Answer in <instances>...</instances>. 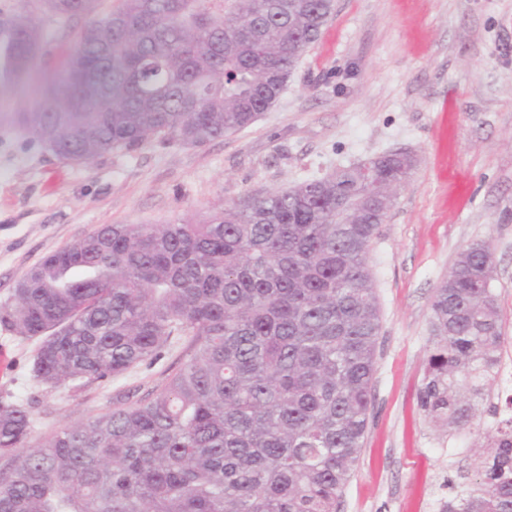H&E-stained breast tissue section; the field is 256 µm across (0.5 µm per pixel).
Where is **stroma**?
<instances>
[{"label": "stroma", "mask_w": 512, "mask_h": 512, "mask_svg": "<svg viewBox=\"0 0 512 512\" xmlns=\"http://www.w3.org/2000/svg\"><path fill=\"white\" fill-rule=\"evenodd\" d=\"M34 85L0 94V301L48 253L102 224L196 221L248 195L286 190L388 152L416 160L370 250L382 328L359 464L338 512H438L467 483L474 437L418 402L433 292L465 245L491 241L512 372V0H334L276 104L201 147L151 142L90 166L25 147L10 124ZM37 340L0 329L12 358L0 399L29 407L37 443L156 389L187 346L112 381L51 387Z\"/></svg>", "instance_id": "1"}]
</instances>
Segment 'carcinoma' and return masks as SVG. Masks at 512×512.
<instances>
[{
  "mask_svg": "<svg viewBox=\"0 0 512 512\" xmlns=\"http://www.w3.org/2000/svg\"><path fill=\"white\" fill-rule=\"evenodd\" d=\"M26 0L0 12V93L75 35L14 113L29 146L89 166L150 141L202 146L253 124L321 36L333 0ZM415 159L383 155L234 202L202 223L103 224L45 256L0 304L39 340L52 386L110 380L189 344L151 396L30 442L0 400V512H337L373 403L381 308L369 252ZM490 242L464 247L431 301L419 403L472 430L504 338ZM444 512H512V416L470 457ZM46 34L51 40V51L39 63L36 69L37 74L55 72L62 65L74 43V33L63 36L56 35L50 28Z\"/></svg>",
  "mask_w": 512,
  "mask_h": 512,
  "instance_id": "carcinoma-1",
  "label": "carcinoma"
}]
</instances>
